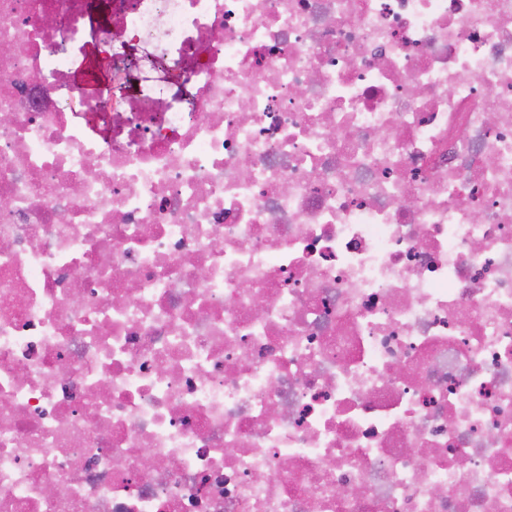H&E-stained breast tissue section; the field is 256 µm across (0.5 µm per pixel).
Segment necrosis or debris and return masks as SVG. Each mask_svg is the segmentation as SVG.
<instances>
[{"label": "necrosis or debris", "mask_w": 512, "mask_h": 512, "mask_svg": "<svg viewBox=\"0 0 512 512\" xmlns=\"http://www.w3.org/2000/svg\"><path fill=\"white\" fill-rule=\"evenodd\" d=\"M94 3L0 0V512H512V0ZM119 66L123 69L124 79L121 85L124 87L123 95L116 91V101L122 106L127 101L142 102V94H148V87L155 83H160L165 78V73L160 70H150L148 67L134 66L131 62H120ZM143 91V92H142Z\"/></svg>", "instance_id": "necrosis-or-debris-1"}]
</instances>
